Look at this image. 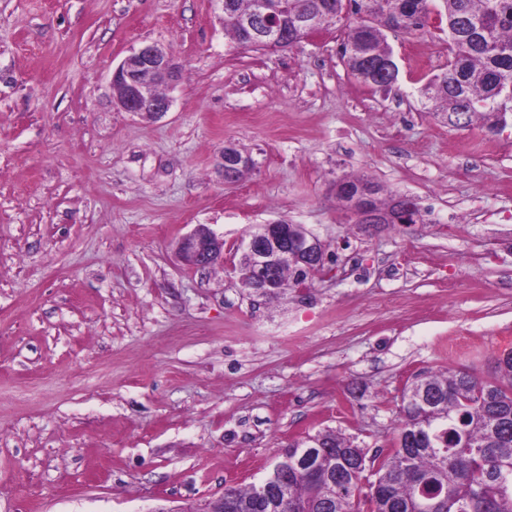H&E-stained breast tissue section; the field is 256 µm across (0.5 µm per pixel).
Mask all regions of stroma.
Segmentation results:
<instances>
[{
	"instance_id": "35a3bbf8",
	"label": "stroma",
	"mask_w": 512,
	"mask_h": 512,
	"mask_svg": "<svg viewBox=\"0 0 512 512\" xmlns=\"http://www.w3.org/2000/svg\"><path fill=\"white\" fill-rule=\"evenodd\" d=\"M332 30L253 51L212 0H0V512H187L325 430L390 447L402 389L512 350V121L455 130L419 89L445 26L392 39L373 90ZM156 42L169 112L116 104L112 71ZM254 170L225 183L224 146ZM366 174L423 223L374 236L336 201ZM285 219L340 273L275 298L233 267ZM224 263L176 253L195 225Z\"/></svg>"
}]
</instances>
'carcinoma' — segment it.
<instances>
[{
  "label": "carcinoma",
  "mask_w": 512,
  "mask_h": 512,
  "mask_svg": "<svg viewBox=\"0 0 512 512\" xmlns=\"http://www.w3.org/2000/svg\"><path fill=\"white\" fill-rule=\"evenodd\" d=\"M435 13L446 23L448 70L419 90L423 109L448 126L478 123L493 133L512 114V0H224V30L242 45V23L341 30V59L365 86L397 82L370 70L393 55L388 34L420 29ZM350 196L380 208L381 186L347 180ZM317 268L295 261L279 271L280 291L308 284ZM288 464V487L268 507L263 487ZM224 512H512V351L496 375L449 367L420 372L402 390L395 451L365 449L336 431L288 445L269 474L247 488H224Z\"/></svg>",
  "instance_id": "obj_1"
}]
</instances>
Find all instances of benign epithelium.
I'll return each mask as SVG.
<instances>
[{
	"mask_svg": "<svg viewBox=\"0 0 512 512\" xmlns=\"http://www.w3.org/2000/svg\"><path fill=\"white\" fill-rule=\"evenodd\" d=\"M244 33L250 39H262L271 46L282 42L281 30L274 26L268 25L259 31L247 22ZM176 78L177 70L168 50L157 43L143 44L132 50L112 72V85L121 89L115 103L125 112H150L158 119L169 112L171 99L153 91V87L171 85ZM252 166L250 156L237 155L233 146H226L221 170L224 182H233L232 169ZM351 211L361 228L375 232L394 222L402 223L410 217L412 208L402 204L392 212H377L370 200L363 198L351 202ZM176 250L186 264L207 269L224 263V236L199 224L178 240ZM243 255L246 262L234 267V272L242 287L259 292L275 287V270L287 265L290 257L316 266H323L327 261L318 237L302 225L285 220L256 225L244 240Z\"/></svg>",
	"mask_w": 512,
	"mask_h": 512,
	"instance_id": "7a95c632",
	"label": "benign epithelium"
}]
</instances>
